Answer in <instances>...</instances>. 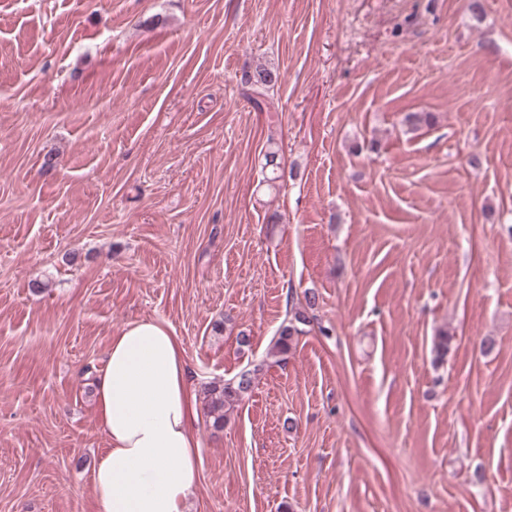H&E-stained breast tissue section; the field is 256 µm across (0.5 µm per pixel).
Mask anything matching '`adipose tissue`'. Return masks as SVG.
Returning <instances> with one entry per match:
<instances>
[{"mask_svg": "<svg viewBox=\"0 0 512 512\" xmlns=\"http://www.w3.org/2000/svg\"><path fill=\"white\" fill-rule=\"evenodd\" d=\"M192 384L163 322L131 321L114 333L96 378L108 442L91 472L101 512H184L201 469Z\"/></svg>", "mask_w": 512, "mask_h": 512, "instance_id": "1", "label": "adipose tissue"}]
</instances>
